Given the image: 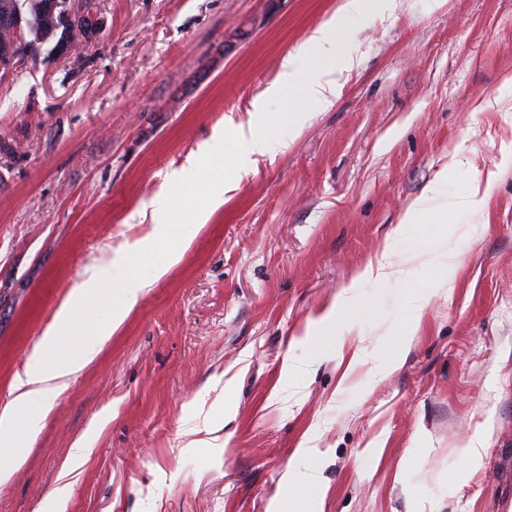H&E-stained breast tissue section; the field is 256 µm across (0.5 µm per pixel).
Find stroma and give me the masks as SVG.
Returning a JSON list of instances; mask_svg holds the SVG:
<instances>
[{
	"label": "stroma",
	"mask_w": 512,
	"mask_h": 512,
	"mask_svg": "<svg viewBox=\"0 0 512 512\" xmlns=\"http://www.w3.org/2000/svg\"><path fill=\"white\" fill-rule=\"evenodd\" d=\"M63 56L43 44L0 80V409L89 266L153 232L136 211L167 194L176 222L136 268L149 281L112 337L51 403L0 512H269L305 437L323 456L322 512H502L512 483V0H394L340 25L353 70L330 109L278 126L243 178L234 129L282 60L339 0H104ZM224 128L221 205L196 218L171 173ZM492 185L487 219L417 224ZM448 238L456 269L397 370L371 381L359 337L398 347L400 305L428 288L363 285L373 306L302 389L280 384L292 338L387 242ZM179 260L163 276L170 253ZM480 466L459 477L468 437ZM425 453L401 476L415 443ZM86 449L77 459L72 449ZM489 191L490 185L487 184L483 190L477 187L448 201V197L441 194V183H436L409 205L404 221L395 231L394 241L408 234L412 224H446L449 215L458 213L466 214L473 219L482 217Z\"/></svg>",
	"instance_id": "stroma-1"
}]
</instances>
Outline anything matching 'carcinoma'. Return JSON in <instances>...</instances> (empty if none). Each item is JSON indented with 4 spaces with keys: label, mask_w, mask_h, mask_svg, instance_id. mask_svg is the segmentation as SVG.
<instances>
[{
    "label": "carcinoma",
    "mask_w": 512,
    "mask_h": 512,
    "mask_svg": "<svg viewBox=\"0 0 512 512\" xmlns=\"http://www.w3.org/2000/svg\"><path fill=\"white\" fill-rule=\"evenodd\" d=\"M64 0H0V57L17 51H36L43 43L54 42L53 51L66 52L78 41H86L98 31L62 17Z\"/></svg>",
    "instance_id": "cac0c4a2"
}]
</instances>
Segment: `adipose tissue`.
<instances>
[{"mask_svg": "<svg viewBox=\"0 0 512 512\" xmlns=\"http://www.w3.org/2000/svg\"><path fill=\"white\" fill-rule=\"evenodd\" d=\"M368 8L367 0H341L333 16L325 21L307 41L281 63L276 79L267 88V100L287 98L289 109L283 113L268 111L265 104L255 105V122L248 127H237L236 137L241 154L276 155L282 148L280 140L271 130L281 122L299 127L309 115L330 108L337 92L338 73L352 70V56L336 50V27L345 22L359 20ZM242 161L236 162V172H245ZM209 170L210 179L204 191L218 197L224 182V133L214 131L188 167L176 173V182L195 183L201 170ZM487 190L473 189L465 195L450 200L441 193L440 186H433L416 198L408 207L406 216L398 225L395 235L403 237L415 224H444L449 216L463 213L471 218L484 214ZM152 245L145 244L136 252L124 253L102 259L90 269L87 279L73 289L57 311L52 323L28 357L22 373L17 377L13 398L0 410V481L8 480L22 461L30 437L43 425L55 391L79 373L94 357L99 347L106 343L124 316L139 300L147 281L137 275L134 265L151 255ZM393 246H386L381 254L368 262L357 275L355 282L344 288L318 317L310 321L300 341L309 354L303 360H290L282 369V384L303 385L320 361L316 348L327 336L337 330L352 331L369 305L361 284L385 282L391 279L406 281L411 276L410 267L415 256L409 255L400 263H393L390 256ZM424 264L435 271L431 290L416 292L404 308L403 344H410L413 329L430 301L432 291L441 290L448 283V250L445 245L425 250ZM107 306L106 318L98 320L94 312ZM95 320L96 335L92 342L77 343L76 327L79 320ZM321 456L319 448L305 445L296 453L281 480L283 492L273 504V512H321L322 478L316 466Z\"/></svg>", "mask_w": 512, "mask_h": 512, "instance_id": "1", "label": "adipose tissue"}]
</instances>
